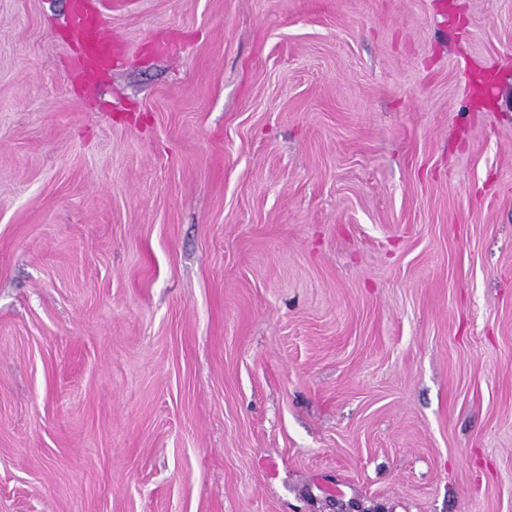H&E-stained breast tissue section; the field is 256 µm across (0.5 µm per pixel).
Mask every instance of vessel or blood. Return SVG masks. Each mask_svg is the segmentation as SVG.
<instances>
[{
  "label": "vessel or blood",
  "mask_w": 512,
  "mask_h": 512,
  "mask_svg": "<svg viewBox=\"0 0 512 512\" xmlns=\"http://www.w3.org/2000/svg\"><path fill=\"white\" fill-rule=\"evenodd\" d=\"M67 23L84 45L79 61L82 71L90 73L111 66L112 39L105 32L103 19L93 0H69Z\"/></svg>",
  "instance_id": "b4317fda"
}]
</instances>
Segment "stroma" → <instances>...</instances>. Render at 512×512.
Listing matches in <instances>:
<instances>
[{"label":"stroma","mask_w":512,"mask_h":512,"mask_svg":"<svg viewBox=\"0 0 512 512\" xmlns=\"http://www.w3.org/2000/svg\"><path fill=\"white\" fill-rule=\"evenodd\" d=\"M0 0V512H512V0ZM67 23L84 45L79 68L94 72L101 67H112V38L105 33L103 19L93 0H68Z\"/></svg>","instance_id":"1"}]
</instances>
